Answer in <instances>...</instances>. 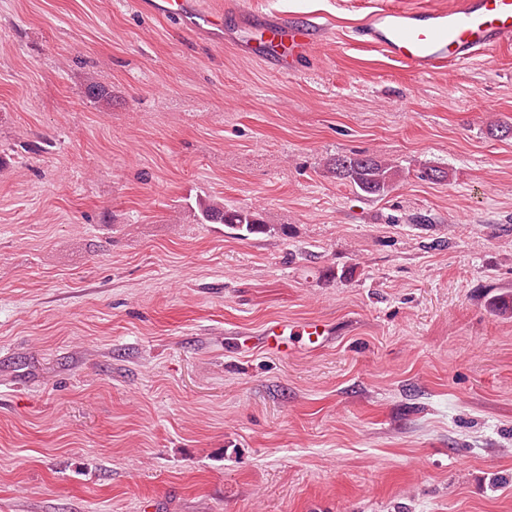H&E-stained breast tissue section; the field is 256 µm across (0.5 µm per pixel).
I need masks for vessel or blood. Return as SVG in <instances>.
I'll list each match as a JSON object with an SVG mask.
<instances>
[{
	"mask_svg": "<svg viewBox=\"0 0 512 512\" xmlns=\"http://www.w3.org/2000/svg\"><path fill=\"white\" fill-rule=\"evenodd\" d=\"M322 30L313 16L300 21L281 18L260 26L259 45L281 69L291 71ZM359 36L362 43L426 74L511 43L512 0H458L450 9L381 7L367 15ZM330 334L329 324L319 319H273L252 341L284 355L296 340L316 341Z\"/></svg>",
	"mask_w": 512,
	"mask_h": 512,
	"instance_id": "vessel-or-blood-1",
	"label": "vessel or blood"
}]
</instances>
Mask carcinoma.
<instances>
[{
  "label": "carcinoma",
  "instance_id": "cac0c4a2",
  "mask_svg": "<svg viewBox=\"0 0 512 512\" xmlns=\"http://www.w3.org/2000/svg\"><path fill=\"white\" fill-rule=\"evenodd\" d=\"M329 171L336 179L370 196L387 194L399 181L402 172L375 157L350 154L339 155ZM198 220L202 224H225L242 237L254 234H277L287 228L285 224H268L251 209H228L224 203L210 198L198 199ZM490 312L496 316L512 315V293L502 294L489 302Z\"/></svg>",
  "mask_w": 512,
  "mask_h": 512
}]
</instances>
